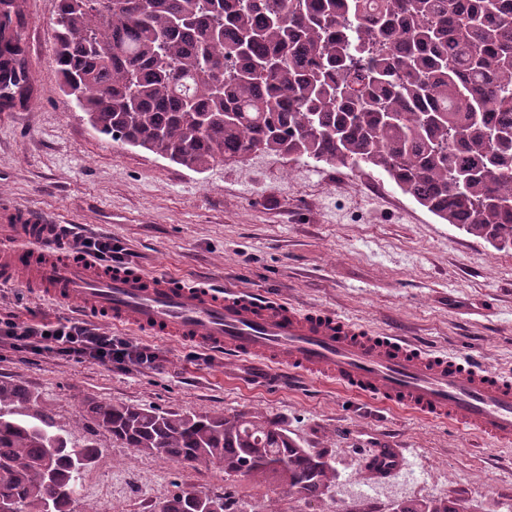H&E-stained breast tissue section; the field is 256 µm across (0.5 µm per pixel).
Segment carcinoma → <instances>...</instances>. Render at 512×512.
I'll return each instance as SVG.
<instances>
[{
  "instance_id": "obj_1",
  "label": "carcinoma",
  "mask_w": 512,
  "mask_h": 512,
  "mask_svg": "<svg viewBox=\"0 0 512 512\" xmlns=\"http://www.w3.org/2000/svg\"><path fill=\"white\" fill-rule=\"evenodd\" d=\"M24 0H0V95L26 104ZM62 91L99 133L192 170L251 155L367 167L497 250L512 249V0H58ZM0 381V499L71 512L97 448ZM84 421L147 454L273 480L305 499L325 456L260 411L90 403ZM55 452H50L52 445ZM193 493L160 512H194ZM393 512H462L449 499Z\"/></svg>"
}]
</instances>
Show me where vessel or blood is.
<instances>
[{
  "mask_svg": "<svg viewBox=\"0 0 512 512\" xmlns=\"http://www.w3.org/2000/svg\"><path fill=\"white\" fill-rule=\"evenodd\" d=\"M0 279L56 302H76L97 321L172 338L234 360L254 358L276 377L324 380L422 418L448 421L494 443L512 444V378L466 356L375 335L322 310L236 288L181 283L130 267L110 270L75 252L43 213H0ZM408 460L369 449L364 467L382 481Z\"/></svg>",
  "mask_w": 512,
  "mask_h": 512,
  "instance_id": "1",
  "label": "vessel or blood"
}]
</instances>
